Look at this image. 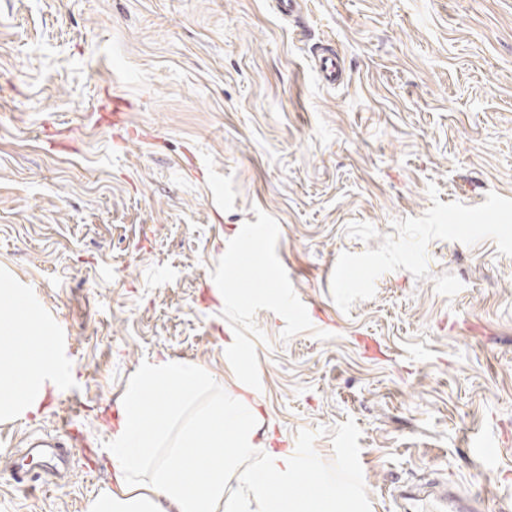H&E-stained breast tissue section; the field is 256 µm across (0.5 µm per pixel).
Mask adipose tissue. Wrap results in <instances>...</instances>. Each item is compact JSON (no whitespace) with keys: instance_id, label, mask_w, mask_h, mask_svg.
<instances>
[{"instance_id":"obj_1","label":"adipose tissue","mask_w":512,"mask_h":512,"mask_svg":"<svg viewBox=\"0 0 512 512\" xmlns=\"http://www.w3.org/2000/svg\"><path fill=\"white\" fill-rule=\"evenodd\" d=\"M0 419L38 413L61 381L60 359L39 310L22 288L0 289ZM208 374L173 360L144 366L112 435L117 488L88 512H355L331 482H312L311 463L255 443L258 409L246 397H208ZM250 468H243V461Z\"/></svg>"}]
</instances>
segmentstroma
<instances>
[{"label": "stroma", "instance_id": "stroma-1", "mask_svg": "<svg viewBox=\"0 0 512 512\" xmlns=\"http://www.w3.org/2000/svg\"><path fill=\"white\" fill-rule=\"evenodd\" d=\"M116 99L138 138L95 123ZM283 270L299 307L234 296ZM0 281L66 373L0 421V512L113 488L117 405L160 359L364 512L433 483L512 512V0H0ZM68 431L61 475L15 480ZM314 66L321 81L325 85L342 82L343 70L336 55L332 53L318 55L317 59H315Z\"/></svg>", "mask_w": 512, "mask_h": 512}]
</instances>
